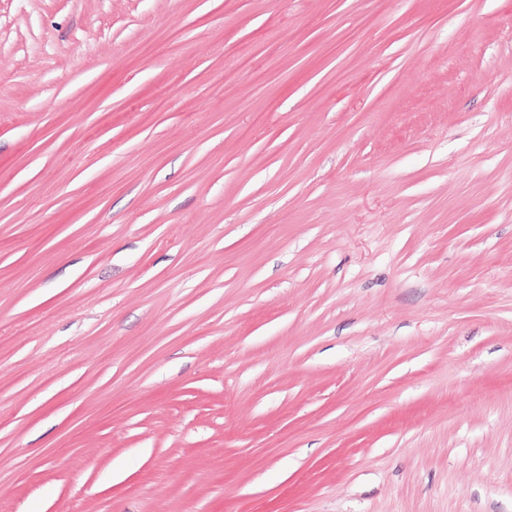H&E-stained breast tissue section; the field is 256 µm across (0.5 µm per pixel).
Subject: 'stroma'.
<instances>
[{"label": "stroma", "mask_w": 512, "mask_h": 512, "mask_svg": "<svg viewBox=\"0 0 512 512\" xmlns=\"http://www.w3.org/2000/svg\"><path fill=\"white\" fill-rule=\"evenodd\" d=\"M0 512H512V0H0Z\"/></svg>", "instance_id": "35a3bbf8"}]
</instances>
